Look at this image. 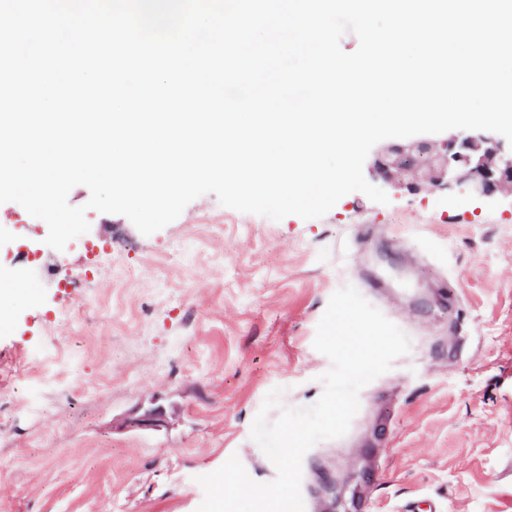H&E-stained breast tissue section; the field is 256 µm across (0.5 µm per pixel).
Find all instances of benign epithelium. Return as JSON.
I'll return each instance as SVG.
<instances>
[{"mask_svg":"<svg viewBox=\"0 0 512 512\" xmlns=\"http://www.w3.org/2000/svg\"><path fill=\"white\" fill-rule=\"evenodd\" d=\"M429 166L420 172L417 159ZM374 174L384 184L419 188L421 179L438 189L457 188L489 198L496 192L512 190V150L486 131H470L442 139L420 136L405 145L378 149L373 157Z\"/></svg>","mask_w":512,"mask_h":512,"instance_id":"benign-epithelium-1","label":"benign epithelium"}]
</instances>
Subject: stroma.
<instances>
[{
	"label": "stroma",
	"instance_id": "stroma-1",
	"mask_svg": "<svg viewBox=\"0 0 512 512\" xmlns=\"http://www.w3.org/2000/svg\"><path fill=\"white\" fill-rule=\"evenodd\" d=\"M386 193L279 221L206 194L146 237L77 186L90 229L61 251L0 203V274L34 290L0 325V512H196L234 455L273 480L252 421L274 387L320 398L348 284L411 346L305 454V512H512V193Z\"/></svg>",
	"mask_w": 512,
	"mask_h": 512
}]
</instances>
